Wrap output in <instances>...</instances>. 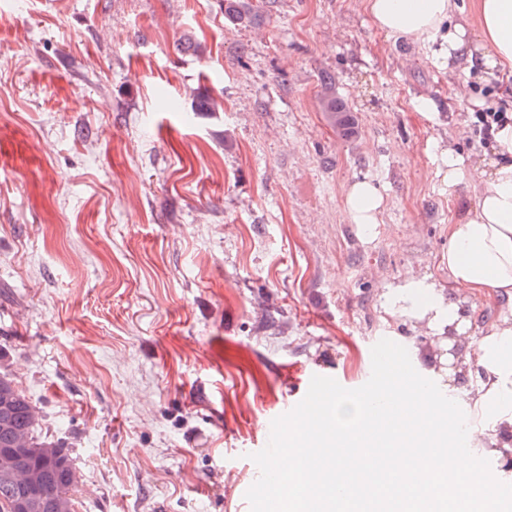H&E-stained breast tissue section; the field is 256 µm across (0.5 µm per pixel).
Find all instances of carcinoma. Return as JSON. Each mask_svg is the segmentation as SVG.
I'll return each instance as SVG.
<instances>
[{
	"instance_id": "obj_1",
	"label": "carcinoma",
	"mask_w": 512,
	"mask_h": 512,
	"mask_svg": "<svg viewBox=\"0 0 512 512\" xmlns=\"http://www.w3.org/2000/svg\"><path fill=\"white\" fill-rule=\"evenodd\" d=\"M321 109L340 132L355 124L345 101L332 92ZM40 411L0 364V512H15V503L27 478L42 479L46 505L33 512H77L79 475L70 449L58 439L42 434Z\"/></svg>"
}]
</instances>
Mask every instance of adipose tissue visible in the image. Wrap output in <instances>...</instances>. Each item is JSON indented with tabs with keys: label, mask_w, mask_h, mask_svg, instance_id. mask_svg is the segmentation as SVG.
<instances>
[{
	"label": "adipose tissue",
	"mask_w": 512,
	"mask_h": 512,
	"mask_svg": "<svg viewBox=\"0 0 512 512\" xmlns=\"http://www.w3.org/2000/svg\"><path fill=\"white\" fill-rule=\"evenodd\" d=\"M366 9L382 31L423 42L443 36L449 61L465 69L491 65L512 67V0H477V20L460 17L456 0H366ZM490 156L476 162L448 148V189L472 184L476 199L455 224L449 225L448 283L455 292L504 294L512 297V124L497 130ZM344 210L364 235H372L385 208V200L368 181L353 182L343 202ZM386 304L398 312L425 321L429 329L447 327L459 335L467 331V318L455 303H444L427 280H414L388 294ZM458 361L476 364L483 375L475 397L466 403L456 398L437 400L426 412L415 407L414 396L429 394V385L415 387L413 396L391 388L374 404L384 414L383 423L363 433L341 436L335 447L324 449L326 464L316 467L313 457L299 448L281 459L289 476L277 497L290 501L296 512H346V491L353 473L348 463L352 450L374 438L378 451L394 455L405 432L437 438L467 431L468 421L490 424L492 439H477V447L490 453L512 448V317H503L486 336L461 352ZM439 476L424 481L426 465ZM392 475L414 490L413 503L430 500L446 504L449 512H469L472 505L500 498L502 490L485 467L483 458L468 447H458L454 457L443 458L433 448L430 460L410 452L398 459Z\"/></svg>",
	"instance_id": "adipose-tissue-1"
}]
</instances>
